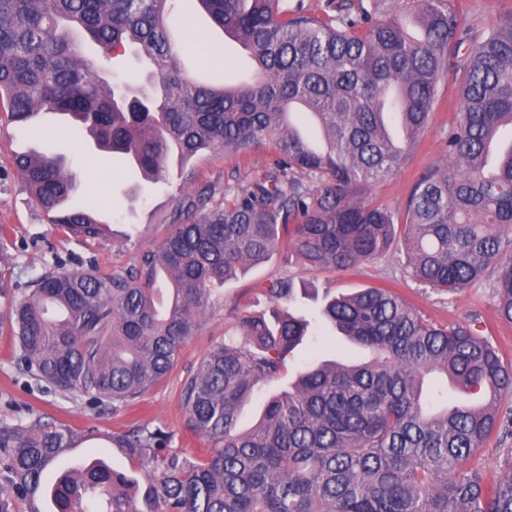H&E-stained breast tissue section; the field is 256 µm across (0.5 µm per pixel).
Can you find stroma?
Wrapping results in <instances>:
<instances>
[{
    "mask_svg": "<svg viewBox=\"0 0 512 512\" xmlns=\"http://www.w3.org/2000/svg\"><path fill=\"white\" fill-rule=\"evenodd\" d=\"M464 15L460 32V54H467L475 39L485 34L495 15L512 11V0H453ZM417 0H284L288 9L330 20L339 16L370 15L372 20L400 19L411 23ZM191 41H204L222 55L223 65H206L197 58H184L186 71L195 79L210 82L223 75H250L244 52L231 39L213 26L206 15H199L189 29ZM458 102L447 98L436 105L428 128L411 148L407 160L397 172L376 183L369 197L377 203L401 211L415 181L427 168L444 158L448 128L455 120ZM35 149L64 154L70 166L83 171L87 157H94L101 173L109 175L108 187L90 186L78 197L80 206L103 215L109 230L96 242L67 240L51 224L47 215L31 198L17 174L14 154ZM274 157L271 146L263 145L244 155L221 151L199 153L187 165L170 159L164 180L148 183L131 171L120 155L96 151L85 134L69 131L58 140L39 138L28 127L9 122L0 112V252L9 264L0 277L8 287L0 295V426L26 423L42 418L70 426L79 432L94 431V440L82 444L85 456L108 453L116 467L128 462L119 449L108 441L141 424L159 427L172 436L173 450L192 457L204 440L184 425L181 389L199 358L210 345L233 330L239 316L263 310L268 299L262 290L270 280L288 276L305 293L299 296L298 307L318 319V340L300 346L286 361L287 371L278 379L262 385V395L288 387L293 370L305 359H329L352 354L354 348L345 339L334 337L329 325L319 320L318 313L325 294H350L369 286L394 289L408 304L430 321L441 325L477 321L497 345L504 360L512 361V323L499 320L496 312V291L493 277L448 295L424 287L409 278L403 253L392 251L375 260L346 271L316 269L281 251L265 263L251 266L219 286L214 305L201 319V325L181 350L177 364L164 383L145 395L129 410L114 413L98 409L84 400L71 398L45 383L25 374L18 365V352L8 312L12 300L28 291L31 280L44 266L61 265L73 270H94L100 273L132 263L137 250L155 246L163 235V226L180 198L197 188L211 186L213 204H221L225 195L246 183L254 171L266 167ZM471 465L487 477L512 472V435L494 436L479 448Z\"/></svg>",
    "mask_w": 512,
    "mask_h": 512,
    "instance_id": "obj_1",
    "label": "stroma"
}]
</instances>
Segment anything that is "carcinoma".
Segmentation results:
<instances>
[{
  "instance_id": "carcinoma-1",
  "label": "carcinoma",
  "mask_w": 512,
  "mask_h": 512,
  "mask_svg": "<svg viewBox=\"0 0 512 512\" xmlns=\"http://www.w3.org/2000/svg\"><path fill=\"white\" fill-rule=\"evenodd\" d=\"M242 44L250 80L200 85L176 42L175 0H0V111L27 125L50 111L72 118L97 150L126 156L146 181L203 150L275 158L224 205L200 215L210 187L177 204L158 244L108 274L45 267L8 319L32 377L101 408L126 410L166 379L213 286L286 250L311 267L345 271L400 246L419 284L454 294L495 275L498 313L512 323V13L499 15L463 62L451 0H418L421 34L398 19L337 23L290 11L280 0H194ZM134 46L152 70L144 85L106 77L81 52ZM458 75L459 112L445 162L415 182L395 212L368 199L394 174ZM392 85L399 96L382 105ZM14 167L66 237L96 241L95 211L67 202L82 189L64 158L25 154ZM269 306L240 318L201 357L181 390L185 425L205 441L188 458L160 428L112 436L128 469L103 457L46 471L90 440L40 418L0 426L12 499L54 512H512V474L488 481L471 467L493 435L512 432V365L477 322L439 326L396 292L362 288L326 302L321 315L370 353L363 361L303 362L287 390L269 396L258 422L239 429L257 386L276 378L310 321L287 312L288 276L269 282ZM442 374L476 405L425 380Z\"/></svg>"
}]
</instances>
